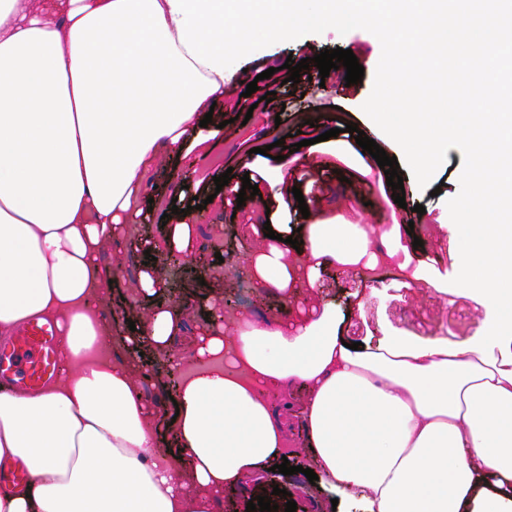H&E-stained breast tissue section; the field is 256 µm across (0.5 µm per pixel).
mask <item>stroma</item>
I'll list each match as a JSON object with an SVG mask.
<instances>
[{
	"label": "stroma",
	"mask_w": 512,
	"mask_h": 512,
	"mask_svg": "<svg viewBox=\"0 0 512 512\" xmlns=\"http://www.w3.org/2000/svg\"><path fill=\"white\" fill-rule=\"evenodd\" d=\"M337 47L352 50L363 65L361 82L347 86L331 78L322 85L311 83L301 96L291 93L289 87H277V96L288 105L287 112L278 118L258 108L250 114L236 108L237 99L250 82L266 89V81L259 78L263 71L281 67L289 58L298 61ZM380 56L378 39L358 29L344 35L328 29L259 49L228 69L224 99L215 105L212 114L213 123L223 124V132L189 157H163L144 174L140 215L120 225L112 244L101 253L102 264L118 271L116 284L102 295L101 304L108 319L120 326L125 325L128 315L146 311L159 301L184 306V328L168 351L132 358L120 340H113L110 347L112 356L127 360L144 397L157 412L173 408L166 385L170 363L190 359L196 337L207 327L210 310L218 307L223 308L224 323L229 326L239 316L290 323L316 304L327 302L335 305L344 319V335L354 342L387 332L423 339L445 334L464 342L479 333L484 314L471 300L459 295L450 297L432 288H402L395 274L375 281L363 276L361 267L346 272L330 265L323 268L316 290L300 291L285 301L254 288L247 278L241 244L259 242L255 227L267 222L299 224L307 215L314 219L339 215L346 223L370 229L369 249L373 252L386 248L376 227L413 224V231L401 233L400 242L415 248L420 269L426 273L451 269L454 255L447 202L460 189L462 153L447 152L445 163L427 189L419 186L407 166H399L406 201L401 207L392 199L393 190L386 184L383 168L354 137L343 132L344 125L357 124L387 156L401 154L362 109L372 91ZM310 119L316 121L318 132L335 128L338 136L302 145L301 131ZM284 136L298 143L299 151L285 153L279 145ZM265 146L270 147V155H262ZM282 165L288 169L287 185L261 182L262 202L249 199L240 204L232 193L215 190L214 179L223 173H230L232 184L238 186L245 173H272ZM288 185L301 190L306 211L280 207L279 196ZM434 186L439 188V195H431ZM198 199L205 200L207 206L196 223L194 249L205 253L208 261L203 265L192 261L178 272L168 273L169 256L161 249L167 230L162 216L172 207L182 208ZM418 204L423 205V213H415ZM417 239L422 240V247H414ZM153 246L158 249L157 265L166 271L169 287L168 293L157 300L145 297L137 288L145 252ZM304 397L300 389L287 397L294 409L288 417V435L299 447L290 463L298 471L280 476L278 486L290 493L297 504L296 512H322L320 498L304 474L311 459L303 446L296 415Z\"/></svg>",
	"instance_id": "stroma-1"
}]
</instances>
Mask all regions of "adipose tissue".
<instances>
[{"label":"adipose tissue","mask_w":512,"mask_h":512,"mask_svg":"<svg viewBox=\"0 0 512 512\" xmlns=\"http://www.w3.org/2000/svg\"><path fill=\"white\" fill-rule=\"evenodd\" d=\"M223 97L169 0H0V338L54 323L66 366L35 391L0 386V463L28 474L0 485V512H216L225 490L294 456L271 399L295 385L331 496L364 512H512V383L474 351L349 349L327 303L294 328L240 317L202 337L175 367L176 446L160 448L130 368L103 351L115 337L168 350L185 312L161 304L117 331L94 302L116 276L99 252L160 155L215 137L198 124ZM277 232L247 248V275L284 300L317 288L324 265L378 262L354 224L305 225L293 259Z\"/></svg>","instance_id":"ef3b65f1"}]
</instances>
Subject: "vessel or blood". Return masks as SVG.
Listing matches in <instances>:
<instances>
[{"label": "vessel or blood", "instance_id": "obj_1", "mask_svg": "<svg viewBox=\"0 0 512 512\" xmlns=\"http://www.w3.org/2000/svg\"><path fill=\"white\" fill-rule=\"evenodd\" d=\"M60 361L55 327L35 322L0 346V378L34 390L55 378Z\"/></svg>", "mask_w": 512, "mask_h": 512}]
</instances>
